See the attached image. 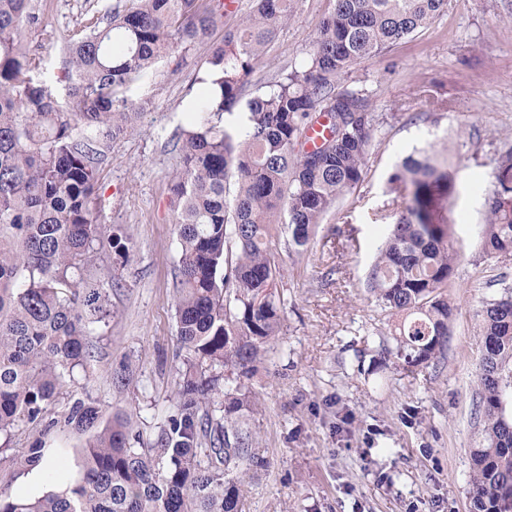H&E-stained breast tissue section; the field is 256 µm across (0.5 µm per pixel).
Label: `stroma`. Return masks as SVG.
<instances>
[{"instance_id":"1","label":"stroma","mask_w":512,"mask_h":512,"mask_svg":"<svg viewBox=\"0 0 512 512\" xmlns=\"http://www.w3.org/2000/svg\"><path fill=\"white\" fill-rule=\"evenodd\" d=\"M56 33L44 44L34 75L58 100L68 83L61 47L114 0H34ZM294 13L248 78L256 88L299 61L334 0H293ZM512 0H448V10L412 38L358 63L350 85L365 89L375 115L367 172L316 229L304 254L288 251L280 228L272 249L282 267L279 288L286 321L276 351L257 363L246 383L258 404L249 417L267 470L243 485L249 512H469L470 456L482 447V410L476 375L482 353L480 314L512 288V252L483 256L484 202L495 188L503 145L512 146ZM207 48L179 51L120 90L140 109L137 126L110 143L95 192L99 223L120 227L129 250L121 260L106 249L91 277L113 288L114 314L100 332L98 355L66 379L49 415L62 417L75 399L95 402L104 419L136 414L144 443H153L174 411L175 382L184 353L176 336L173 283L179 265L170 179L180 158L172 136L186 123V104L200 90ZM449 103L430 111L419 89ZM433 148L456 171L451 242L457 253L454 306L442 355L415 368L381 358L392 343V319L366 287L378 246L389 227L376 214L401 200L388 190L396 164ZM131 365L134 380L112 379ZM61 461L51 479L0 462V483L20 498L39 497L77 477L84 433L23 425L6 443L14 450L34 439Z\"/></svg>"}]
</instances>
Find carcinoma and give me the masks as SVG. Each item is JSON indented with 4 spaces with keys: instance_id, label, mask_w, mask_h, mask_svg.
Wrapping results in <instances>:
<instances>
[{
    "instance_id": "cac0c4a2",
    "label": "carcinoma",
    "mask_w": 512,
    "mask_h": 512,
    "mask_svg": "<svg viewBox=\"0 0 512 512\" xmlns=\"http://www.w3.org/2000/svg\"><path fill=\"white\" fill-rule=\"evenodd\" d=\"M292 0H245L237 23L203 59L201 95L174 135L181 168L174 196L180 248L173 288L177 339L186 351L176 405L155 446L136 448L137 421L77 399L61 419L47 408L74 368L94 360L95 324L110 293L85 275L121 228L94 214L99 164L111 139L142 112L119 89L180 49L211 39L223 0H116L66 45L69 111L32 74L43 58L26 32L43 25L32 0H0V434L59 422L89 434L84 468L62 493L25 499L0 487V512H245L244 478L267 470L244 426L255 393L245 385L284 326L281 267L271 248L282 224L288 251L303 253L337 200L364 177L374 131L368 95L345 78L433 23L448 0H334L298 63L245 94L246 77L291 18ZM327 132L308 146L320 120ZM402 209L367 276L377 302L399 317L396 356L409 367L448 342L456 263L450 242L455 171L428 150L404 157L388 179ZM481 243L512 251V147L499 158ZM477 396L486 445L470 450L472 512H512V289L481 311ZM0 454L7 449L0 448ZM37 438L9 455L34 469Z\"/></svg>"
}]
</instances>
